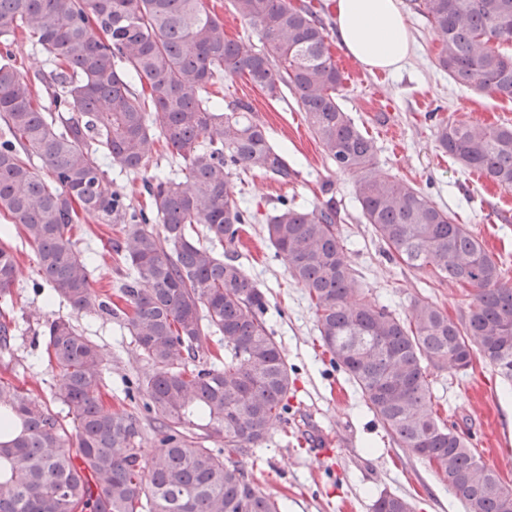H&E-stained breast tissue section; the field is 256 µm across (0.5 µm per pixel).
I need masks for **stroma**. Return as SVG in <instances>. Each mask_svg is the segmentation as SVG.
I'll use <instances>...</instances> for the list:
<instances>
[{
    "mask_svg": "<svg viewBox=\"0 0 512 512\" xmlns=\"http://www.w3.org/2000/svg\"><path fill=\"white\" fill-rule=\"evenodd\" d=\"M404 15L411 48L401 70L370 72L334 50L344 73L338 102L375 140L381 172L422 187L434 203L469 225L491 253L512 262V190L480 173L462 171L438 148L433 123L426 117L437 108L451 121L512 125V98L458 87L435 64L439 47L425 19L410 9ZM10 51L16 69L32 83H39L53 67L49 54L27 34H17ZM208 93L227 103H250L273 144L299 170L297 180L289 184L253 173L235 182V192L251 208L269 213L284 197L313 207L325 199L322 183L331 182L342 216L341 239L368 299L403 313L415 297L426 296L450 318H459L467 301L457 286L428 287L423 275L383 255L382 244L361 218L355 175L336 171L326 160L292 91L273 100L247 78L236 76L217 81ZM71 235L93 261V289L116 290L127 274L112 249L122 237L119 225L84 214ZM9 244L19 268L17 302L9 318L18 331L9 354L0 355V376L24 380L54 412L64 413L50 390L55 373L48 362L43 322L71 317L107 355L106 379L114 394H122L126 380L148 369L131 336L109 315L77 317L65 301L46 303L44 291L35 286L34 249L18 231ZM224 253L235 257L265 292L275 339L296 379L287 422H274L261 449L238 459L258 487L283 498L288 512H370L373 497L384 491L408 498L414 512H465L436 468L399 447L346 374L331 364L308 295L275 258L263 225H246L240 243L225 247ZM430 381L435 416L463 434L504 481L512 482V395H504L502 380L479 364L464 375L433 373ZM319 446L324 449L320 455L315 452Z\"/></svg>",
    "mask_w": 512,
    "mask_h": 512,
    "instance_id": "stroma-1",
    "label": "stroma"
}]
</instances>
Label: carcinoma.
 Listing matches in <instances>:
<instances>
[{
    "mask_svg": "<svg viewBox=\"0 0 512 512\" xmlns=\"http://www.w3.org/2000/svg\"><path fill=\"white\" fill-rule=\"evenodd\" d=\"M231 5L260 47L229 38L203 0H0V43L21 30L54 63L42 77L50 109L9 56L0 58V214L36 250V286L48 287L47 302L62 298L80 316L107 314L127 329L149 367L137 392L157 441L140 455L141 419L104 405V353L72 321L47 318L53 395L71 422L0 379V512H284L233 461L255 453L271 424L286 419L295 382L265 293L220 252L244 224L264 225L288 276L308 292L325 351L391 438L437 465L466 512H512V485L434 416L429 381L479 359L512 384V266L422 189L376 169L374 139L336 100L344 76L313 0ZM410 6L430 24L436 64L458 86L512 97V0ZM237 75L274 99L294 92L326 159L358 177L362 219L384 254L469 290L461 322L425 297L405 315L367 300L333 199L308 208L283 198L265 215L245 205L232 177L290 183L297 172L249 104L207 96V86ZM161 141L181 175L144 180L150 206L136 208L107 169L140 173ZM435 141L463 169L512 189V126L440 120ZM80 210L123 225L115 253L129 272L115 303L92 289L90 265L68 236ZM17 279L16 256L0 244L3 352ZM372 512L413 506L384 492Z\"/></svg>",
    "mask_w": 512,
    "mask_h": 512,
    "instance_id": "obj_1",
    "label": "carcinoma"
}]
</instances>
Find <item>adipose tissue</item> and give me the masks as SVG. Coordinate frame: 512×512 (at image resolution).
Masks as SVG:
<instances>
[{
  "mask_svg": "<svg viewBox=\"0 0 512 512\" xmlns=\"http://www.w3.org/2000/svg\"><path fill=\"white\" fill-rule=\"evenodd\" d=\"M335 41L368 70L404 66L410 37L399 0H336Z\"/></svg>",
  "mask_w": 512,
  "mask_h": 512,
  "instance_id": "1",
  "label": "adipose tissue"
}]
</instances>
